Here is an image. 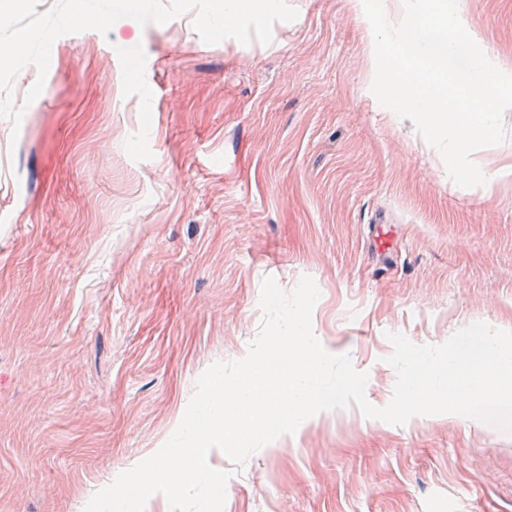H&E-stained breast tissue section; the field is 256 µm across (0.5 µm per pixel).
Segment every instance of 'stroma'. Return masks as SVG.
<instances>
[{"mask_svg":"<svg viewBox=\"0 0 512 512\" xmlns=\"http://www.w3.org/2000/svg\"><path fill=\"white\" fill-rule=\"evenodd\" d=\"M273 41L205 43L193 12L58 38L0 117V512H83L173 434L197 378L260 332L262 282L320 290L315 336L382 407L389 334L512 332V183L473 194L371 91L353 0H286ZM512 72V0H457ZM385 213L401 263L379 275ZM231 471L224 512H512V434L461 415L324 411ZM384 216H376L374 221L365 225V236L368 242L369 254L375 260V265L385 274L390 273L397 265V254L389 246L388 234Z\"/></svg>","mask_w":512,"mask_h":512,"instance_id":"obj_1","label":"stroma"}]
</instances>
